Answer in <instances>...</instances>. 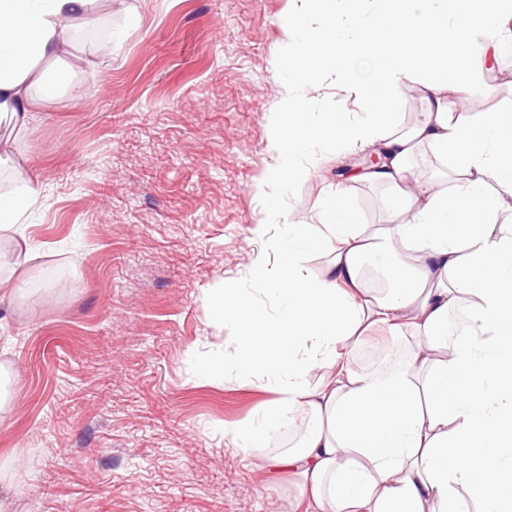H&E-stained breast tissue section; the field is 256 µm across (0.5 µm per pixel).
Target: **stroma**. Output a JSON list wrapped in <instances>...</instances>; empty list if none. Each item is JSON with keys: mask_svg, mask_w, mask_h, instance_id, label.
<instances>
[{"mask_svg": "<svg viewBox=\"0 0 512 512\" xmlns=\"http://www.w3.org/2000/svg\"><path fill=\"white\" fill-rule=\"evenodd\" d=\"M312 0H95L60 62L71 81L0 124V186L36 185L24 236L0 238V512H307L298 478L231 448L273 396L204 377L233 323L217 288H246L276 208L321 228L324 202L370 149L319 144L302 181L258 196L288 61L281 23ZM489 93L463 118L512 107V54L480 65ZM312 123L370 107L324 73L302 90ZM387 191L353 185L359 223Z\"/></svg>", "mask_w": 512, "mask_h": 512, "instance_id": "1", "label": "stroma"}]
</instances>
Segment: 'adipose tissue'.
<instances>
[{
    "instance_id": "1",
    "label": "adipose tissue",
    "mask_w": 512,
    "mask_h": 512,
    "mask_svg": "<svg viewBox=\"0 0 512 512\" xmlns=\"http://www.w3.org/2000/svg\"><path fill=\"white\" fill-rule=\"evenodd\" d=\"M94 0H0V117L29 119V86L51 103L64 71L42 77L39 64L63 54L70 23ZM316 22L284 21L290 62L268 146L276 155L270 182L306 178L312 146L369 142L374 164L348 183L368 181L392 192L390 218L375 235L358 223L344 191L325 206L326 235L278 211L270 243L279 262L256 259L249 289L216 294L211 311L239 333L230 360L204 367L234 370L246 383L272 388L259 415L236 429V448H265L283 426L296 441L259 459L299 476L315 512H512V229L491 233L492 216L512 207V110L467 121L448 109L484 90L468 64L471 35L490 30L480 60L512 53V0H318ZM370 60L362 94L367 123L335 113L310 121L297 86L321 71L350 79ZM425 84L427 110L398 129L399 93ZM449 157L465 178L436 188L411 165L421 147ZM500 185L489 193V182ZM269 182V183H270ZM39 202L22 183L0 193V233L19 235ZM330 248L317 274L307 256ZM384 269L388 288L369 293L363 261ZM265 295L261 306L255 295ZM377 327L403 339L404 362L361 369L363 336ZM320 383H311L315 370Z\"/></svg>"
}]
</instances>
